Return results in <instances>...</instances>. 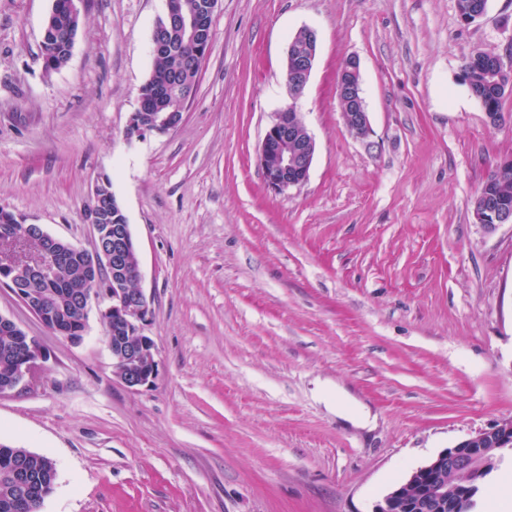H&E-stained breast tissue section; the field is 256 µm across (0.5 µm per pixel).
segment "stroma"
Listing matches in <instances>:
<instances>
[{"label":"stroma","mask_w":512,"mask_h":512,"mask_svg":"<svg viewBox=\"0 0 512 512\" xmlns=\"http://www.w3.org/2000/svg\"><path fill=\"white\" fill-rule=\"evenodd\" d=\"M53 0H0V208L92 249L100 178L131 228L152 298L154 385L112 373L90 309L81 342L5 287L0 314L48 359L0 397V442L57 467L42 512H372L458 441L512 419V224L474 199L512 157V92L491 123L462 79L512 55V0H221L180 125L126 127L165 0H84L67 64L46 73ZM315 30L298 99L286 48ZM360 61L370 121L344 127L336 82ZM295 104L316 143L307 182L268 187L258 150ZM375 418L336 416L317 383ZM474 216L482 225L512 224V206L505 201L485 198L478 203Z\"/></svg>","instance_id":"stroma-1"}]
</instances>
